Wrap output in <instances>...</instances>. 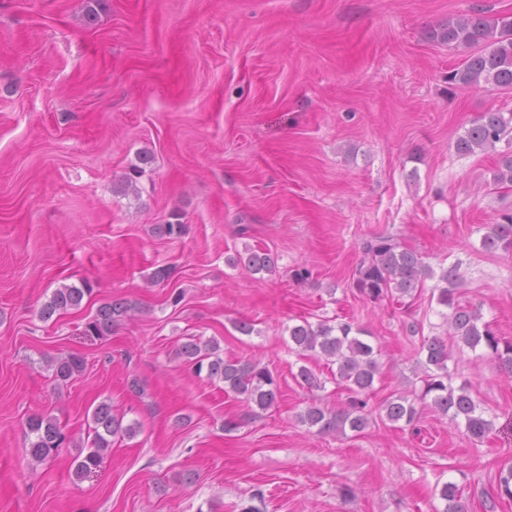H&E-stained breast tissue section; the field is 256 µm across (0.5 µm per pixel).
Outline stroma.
<instances>
[{
    "instance_id": "obj_1",
    "label": "stroma",
    "mask_w": 512,
    "mask_h": 512,
    "mask_svg": "<svg viewBox=\"0 0 512 512\" xmlns=\"http://www.w3.org/2000/svg\"><path fill=\"white\" fill-rule=\"evenodd\" d=\"M475 7L512 16V0H101L90 21L86 0H0V512H240L258 490L261 512H443L444 482L486 512L512 468L511 375L452 350L454 385L494 425L477 446L426 408L412 427L375 412L358 436L315 435L299 414L346 392L288 337L352 318L382 347L371 406L417 386L420 340L402 324L447 337L433 280L407 307L353 286L362 239L389 234L432 268L459 264L461 304L512 340V252L481 247L512 212V188L492 184L506 145L454 146L480 113H512V89L449 85L470 51L426 37ZM145 152L136 192L116 193ZM175 218L183 234L161 233ZM247 247L275 272L227 264ZM85 282L80 308L39 318ZM115 300L129 315L85 335ZM190 337L268 366L277 404L249 414L196 375L176 354ZM67 354L85 369L60 384L47 361ZM303 366L321 388L298 384ZM103 402L138 432L79 479ZM41 413L69 441L38 463L26 420ZM90 291L91 288H89L87 284L82 285V287L64 285L60 288H56L49 301H47L40 310L41 320L48 321L56 312L78 308L85 294H89Z\"/></svg>"
}]
</instances>
